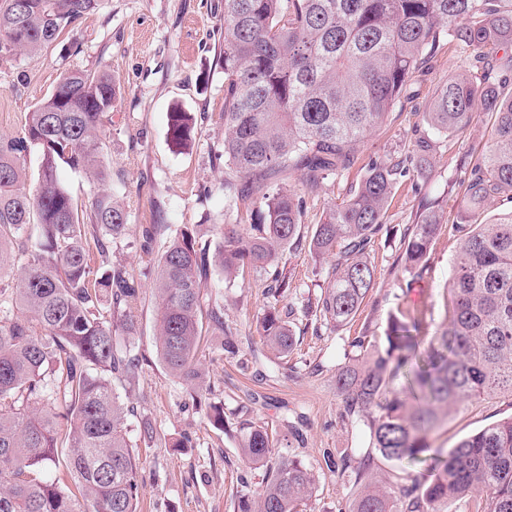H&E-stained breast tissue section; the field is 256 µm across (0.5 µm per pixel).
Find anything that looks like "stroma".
<instances>
[{"instance_id":"obj_1","label":"stroma","mask_w":512,"mask_h":512,"mask_svg":"<svg viewBox=\"0 0 512 512\" xmlns=\"http://www.w3.org/2000/svg\"><path fill=\"white\" fill-rule=\"evenodd\" d=\"M108 70L120 85L115 106L104 122L103 151L112 171L113 193L128 213L127 229L111 243L113 261L122 263L139 285L132 308L137 333L130 339L144 358L136 385L120 390L135 407L126 421L131 445L143 451L144 488L139 512H235L242 483L257 487L263 469L243 464L234 427L219 429L207 414L219 406L231 413L246 408L254 421L275 429L291 424L284 455L309 465L318 477L306 512H343L358 492L353 478L327 466L328 459L369 452L363 425L342 419L335 373L355 336L384 335L391 313L405 310L419 320L421 333L433 335L448 321V276L458 240L468 223L455 203L462 192L458 158L479 151L487 141L489 118L479 115L463 132L442 140L424 178L405 180L386 213V230L371 253L376 285L350 328L335 330L303 308L320 294L328 264L315 263L306 246L288 250L283 260L291 282L284 300L298 351L280 363L262 344L258 317L271 305L269 279L248 270L226 283L211 268L205 305L224 308V324L241 349H254L248 369L224 355L221 334L206 330L198 353L212 391L196 407L189 388L171 377L155 342L156 301L148 277L170 239L184 227L195 228L197 244L214 252L217 224H247L245 214L224 207V187L237 183L235 171L215 164L224 148V0H102L97 11L80 20L38 55L0 60V138L20 136L28 112L52 93L64 71ZM181 107L195 118V142L177 150L167 139V114ZM423 101L397 104L385 126L361 144L353 165L311 188L296 174L281 181L295 186L306 201L303 233H310L326 208L363 176L370 160L411 153L413 131L421 125ZM449 209L450 221L437 236L425 269L413 275L402 260L403 236L415 224L421 200ZM159 230L144 244L142 230ZM512 417V396L504 394L469 405L429 433L431 447L449 449L465 436ZM152 422L156 436L145 446L141 420ZM190 447H180L183 437Z\"/></svg>"}]
</instances>
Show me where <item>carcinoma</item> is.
I'll use <instances>...</instances> for the list:
<instances>
[{
    "label": "carcinoma",
    "mask_w": 512,
    "mask_h": 512,
    "mask_svg": "<svg viewBox=\"0 0 512 512\" xmlns=\"http://www.w3.org/2000/svg\"><path fill=\"white\" fill-rule=\"evenodd\" d=\"M101 0H0V58L34 56L71 31ZM450 41L469 54L470 69L431 91L422 120L429 132L416 149L370 161L348 197L329 206L307 247L315 261L333 260L327 286L305 314L335 330L351 324L375 285L370 250L384 227L397 183L424 176L439 140L466 127L476 111L494 116L481 158L459 160L466 182L461 207L479 216L502 197L512 200V0H224V160L243 182L224 187L227 205L250 212L246 232L216 224L214 260L191 229L172 240L154 270L159 358L193 392L209 390L198 368L199 314L210 265L231 283L239 273L269 275L273 297L288 292L282 256L301 241L304 197L263 181L286 170L314 187L353 165L355 146L375 132ZM119 85L102 70L65 72L54 91L27 113L23 135L0 139V512H138L140 453L127 436L115 383L132 386L144 358L117 332L134 335L139 297L133 278L112 263L110 240L122 235L126 210L103 189L101 134ZM168 136L190 147L194 124L176 107ZM40 172L27 183L25 158ZM85 174L99 190L89 206L73 198L61 166ZM444 221L423 208L404 234L405 270L424 266ZM27 257L15 267L14 253ZM107 267L103 274L98 268ZM448 323L426 339L419 321L393 315L384 340L356 336L336 370L342 414L362 423L386 460L415 463L429 451L426 434L464 406L512 395V211L474 222L461 239L448 279ZM207 318L224 329V309ZM262 343L288 360L297 341L277 307L261 319ZM244 461L266 467L261 485L240 491L237 512H303L316 488L314 471L284 447L277 431L237 413ZM64 462L73 486L41 470ZM371 454L342 459L341 470L364 483L347 512H512V417L461 439L428 475L372 481Z\"/></svg>",
    "instance_id": "carcinoma-1"
}]
</instances>
